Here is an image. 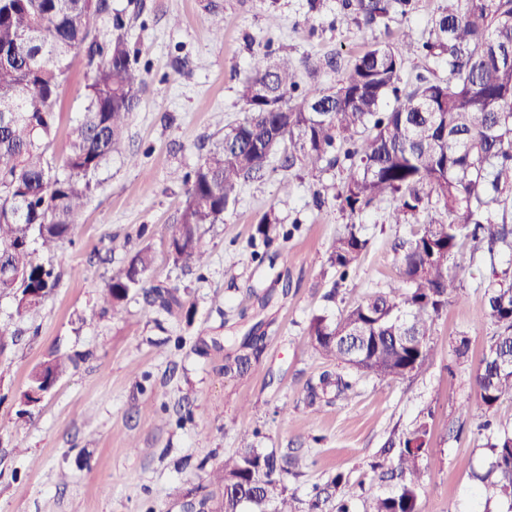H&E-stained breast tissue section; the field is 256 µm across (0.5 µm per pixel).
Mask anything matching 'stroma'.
Returning a JSON list of instances; mask_svg holds the SVG:
<instances>
[{"mask_svg":"<svg viewBox=\"0 0 512 512\" xmlns=\"http://www.w3.org/2000/svg\"><path fill=\"white\" fill-rule=\"evenodd\" d=\"M441 3L421 0L409 18L370 31L336 0H321L316 13L309 0H109L93 35L103 43L123 33L145 82L120 148L92 176L72 234L37 254L59 273L57 288L22 316L13 298L0 297V325L11 330L0 340V512H184L199 463L221 464L244 432L265 451L303 457L300 475L286 484L307 500L339 472L354 484L374 480L371 464L392 431L413 429L426 411L433 420L425 512H483L472 474L487 465L484 436L460 411L479 406L473 375L493 333L481 283L490 266H512V250L476 253L456 280L461 298L435 322L437 356L427 373L357 374L348 399L311 406L308 385L337 369L311 345V317L336 315L398 282L394 244L408 227L387 223L392 202L360 216L370 243L340 278L328 261L347 222L334 199L337 169L288 172L274 156L264 179L245 183L223 221L207 227L202 269L181 270L166 246V226L186 199L181 174L243 117L238 89L253 51L348 58L376 37L422 40ZM87 82L85 53L72 55L47 151L55 173ZM269 210L280 223L265 239L257 221ZM146 246L156 255L148 284L178 289L183 310L157 311L133 293L122 314L103 311L102 289ZM254 332L266 337L262 354L246 372L225 371L227 337ZM462 334L470 339L463 358L455 351ZM58 352L75 367L39 403L23 406L32 370Z\"/></svg>","mask_w":512,"mask_h":512,"instance_id":"obj_1","label":"stroma"}]
</instances>
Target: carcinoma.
<instances>
[{"label": "carcinoma", "mask_w": 512, "mask_h": 512, "mask_svg": "<svg viewBox=\"0 0 512 512\" xmlns=\"http://www.w3.org/2000/svg\"><path fill=\"white\" fill-rule=\"evenodd\" d=\"M357 23L378 27L394 15L411 16L419 0H337ZM431 19L429 37L398 45L374 41L342 62L330 54L294 62L268 50L252 55L239 88L244 118L224 128L195 169L183 176L187 194L170 225L174 264L200 269L207 263L204 227L216 224L237 201L238 188L261 179L273 152L288 143L281 167L311 172L336 167L334 198L349 224L336 238L330 264L348 274L369 245L356 217L383 200L394 202L391 224L411 226L396 244L399 281L378 290L336 317L314 316L308 336L316 351L361 375H418L434 363L433 326L448 305V289L465 269L464 249L494 256L512 249L506 208L512 192V0H446ZM108 0H0V296L21 299L24 289L41 299L17 304L23 314L42 303L59 276L40 263L31 242L50 250L72 231L92 191L90 176L124 138L144 83L124 36L101 45L92 37ZM86 50L90 82L81 118L71 129L67 173L56 176L46 157L59 113L68 59ZM444 63L443 78L418 74L402 81L410 57ZM315 76L343 72L336 84L300 88L297 71ZM392 107H387L388 101ZM154 263L150 248L137 251L125 270L106 284L101 299L122 312L133 291L151 306L172 313L184 307L178 289L145 287ZM487 318L495 331L484 348L474 382L486 431L488 467L472 475L485 506L512 502V421L496 418L512 400V267H491L484 281ZM265 336L241 337L225 371L244 370L265 347ZM73 359L45 361L57 379ZM352 382L325 371L308 386V404L334 392L347 397ZM430 424L388 441L375 465L379 478L396 479L389 495L371 487L355 492L340 475L305 503L288 494L286 475L298 474L301 458L277 456L241 437L238 451L204 472L205 485L221 491L218 512H423L421 487L429 469Z\"/></svg>", "instance_id": "cac0c4a2"}]
</instances>
